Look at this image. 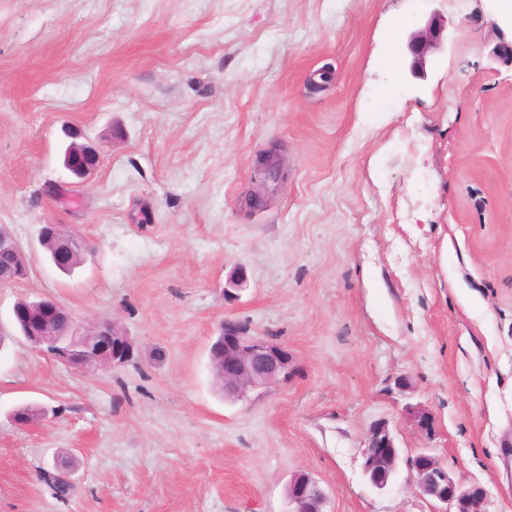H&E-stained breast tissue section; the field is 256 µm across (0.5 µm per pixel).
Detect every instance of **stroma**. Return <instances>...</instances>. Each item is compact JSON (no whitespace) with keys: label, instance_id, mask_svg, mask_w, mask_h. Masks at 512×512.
Masks as SVG:
<instances>
[{"label":"stroma","instance_id":"obj_1","mask_svg":"<svg viewBox=\"0 0 512 512\" xmlns=\"http://www.w3.org/2000/svg\"><path fill=\"white\" fill-rule=\"evenodd\" d=\"M435 10L455 40L415 77L407 36ZM511 39L493 0H0V227L29 256L0 287V512H285L296 473L327 512H431L405 463L424 449L512 512ZM66 124L90 177L61 164ZM270 150L288 179L252 210ZM45 224L94 245L73 275ZM21 297L114 321L133 361L34 350ZM227 319L286 345L288 378L224 400ZM24 403L45 419L16 425ZM378 421L402 457L382 490L360 455ZM58 456L64 501L40 476Z\"/></svg>","mask_w":512,"mask_h":512}]
</instances>
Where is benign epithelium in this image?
Listing matches in <instances>:
<instances>
[{
    "label": "benign epithelium",
    "instance_id": "1",
    "mask_svg": "<svg viewBox=\"0 0 512 512\" xmlns=\"http://www.w3.org/2000/svg\"><path fill=\"white\" fill-rule=\"evenodd\" d=\"M454 39L448 30V21L438 11L430 13L424 23L408 35L407 48L411 54L410 72L423 76L436 61V54ZM96 151L85 144H70L63 161L64 167L78 178H85L95 170ZM51 237L55 246L56 265H61L74 252H90L86 241L76 232L58 224L42 227L41 238ZM6 257L0 265V286H8L25 275L27 255L11 236L0 233V255ZM63 307L52 299H40L30 306L14 305L13 324L25 325L24 338L36 350L63 362L77 371H90L100 366L119 367L129 362L134 348L128 337L112 322L96 324L90 335L102 344L92 353H82L71 345L59 348V337L84 336L71 324L63 326L58 315ZM220 358V377L223 382L224 400H239L251 389L267 386L288 378L293 357L288 348L274 340L254 336L236 320L226 319L209 348V357ZM412 419L420 433L430 436L435 432V422L429 413L420 409L411 411ZM362 471L377 489L386 488L397 472L399 449L395 437L385 421L372 424L361 450ZM414 473L416 485L423 495L435 502L432 512H488L487 493L479 485H463L448 470L441 459L424 449L407 460ZM287 512H324L326 494L310 475L296 473L285 488Z\"/></svg>",
    "mask_w": 512,
    "mask_h": 512
}]
</instances>
